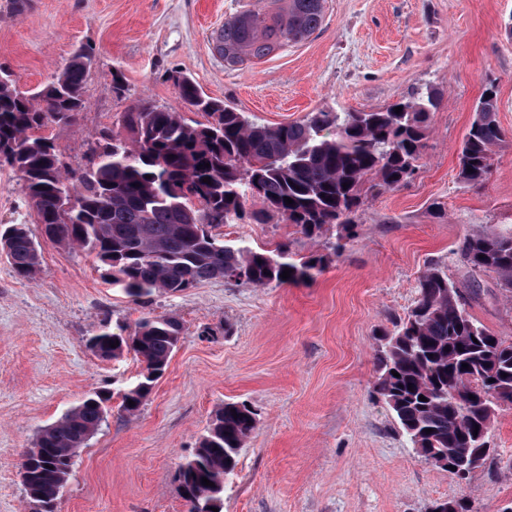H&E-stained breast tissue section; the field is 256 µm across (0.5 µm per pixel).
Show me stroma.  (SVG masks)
Segmentation results:
<instances>
[{
	"mask_svg": "<svg viewBox=\"0 0 512 512\" xmlns=\"http://www.w3.org/2000/svg\"><path fill=\"white\" fill-rule=\"evenodd\" d=\"M251 0H0V66L23 91L43 85L79 47L92 48L86 106L45 130L61 159L84 165L92 142L118 130L134 100L177 105L172 74L268 125L310 112L378 110L433 88L441 105L406 186L368 192L358 235L334 253L335 231L311 241L273 220L217 228L227 243L326 255L315 281L256 288L216 279L134 302L101 277L95 255L42 244L36 280L0 258V512H29L20 458L38 431L87 393L118 394L145 365L104 361L87 340L103 324L172 316L184 327L168 368L135 417L113 409L74 459L57 512H187L178 470L226 401L249 404L257 427L224 483L223 512H471L512 502V406L495 417L485 463L463 481L421 457L375 392L376 350L418 299L432 265L461 280L464 238L512 225V0H326L307 40L230 66L214 31ZM127 90L117 94L112 72ZM508 135L484 185L458 176V150L487 84ZM0 224L40 234L17 175L0 166ZM469 313L512 341V299L484 276Z\"/></svg>",
	"mask_w": 512,
	"mask_h": 512,
	"instance_id": "1",
	"label": "stroma"
}]
</instances>
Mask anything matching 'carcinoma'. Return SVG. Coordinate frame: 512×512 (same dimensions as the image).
Returning <instances> with one entry per match:
<instances>
[{
    "label": "carcinoma",
    "mask_w": 512,
    "mask_h": 512,
    "mask_svg": "<svg viewBox=\"0 0 512 512\" xmlns=\"http://www.w3.org/2000/svg\"><path fill=\"white\" fill-rule=\"evenodd\" d=\"M324 10L325 0H255L224 21L219 54L233 65L298 44L321 27ZM92 55L88 48L76 51L32 93L20 91L12 78L0 81V166L17 173L46 239L95 254L102 278L134 301L213 279L255 287L314 279L325 268L322 255L296 259L287 243L273 250L229 245L212 229L276 216L310 240L336 228L333 249L340 252L357 234L365 184L387 190L413 179L430 115L441 104L436 91L417 90L383 110H321L270 126L206 96L184 77L175 84L178 99L205 113L207 122L191 124L175 107L138 99L122 113L121 131L94 142L92 169L76 171L42 130L74 123L85 108ZM504 138L490 83L460 147L459 178L484 184ZM287 197L293 203L286 204ZM0 254L22 279L42 271V246L25 224L0 226ZM461 258L469 283L448 278L438 265L428 268L416 304L386 335L378 357L376 392L426 460L483 453L496 411L512 406V342L466 310L481 275H495L497 286L512 295V226L482 225L463 242ZM286 269L290 278L284 280ZM182 331L178 319L155 316L131 331L103 327L89 338V349L101 360L132 352L146 366L121 395L127 416L148 399ZM115 341L119 345L110 347ZM111 400V394L93 391L38 432L26 450L24 486L32 512H49L46 506L58 500L74 458L99 430ZM255 429V413L243 402L214 411L178 473L187 512H223L224 482ZM204 477L213 485H203Z\"/></svg>",
    "instance_id": "cac0c4a2"
}]
</instances>
